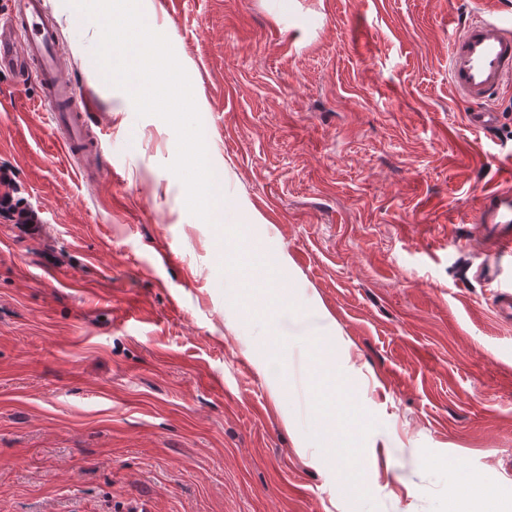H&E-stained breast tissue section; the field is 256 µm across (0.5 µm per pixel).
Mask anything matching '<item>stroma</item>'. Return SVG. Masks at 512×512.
Returning a JSON list of instances; mask_svg holds the SVG:
<instances>
[{
	"instance_id": "stroma-1",
	"label": "stroma",
	"mask_w": 512,
	"mask_h": 512,
	"mask_svg": "<svg viewBox=\"0 0 512 512\" xmlns=\"http://www.w3.org/2000/svg\"><path fill=\"white\" fill-rule=\"evenodd\" d=\"M484 2L153 0L205 100L219 227L186 208L173 129L92 73L98 24L49 0L107 167L80 178L34 84L0 74V165L43 218L0 217V512H512V325L471 221L512 179V89L482 131L448 81ZM236 250L274 277L273 322ZM312 298L338 326L318 353ZM346 359L347 460L306 393ZM241 256L237 258L235 255H224L225 265L241 280L244 288H251L260 293H267L273 288L268 282L261 278L257 271L244 265L241 260Z\"/></svg>"
}]
</instances>
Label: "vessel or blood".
I'll return each mask as SVG.
<instances>
[{"label": "vessel or blood", "instance_id": "1", "mask_svg": "<svg viewBox=\"0 0 512 512\" xmlns=\"http://www.w3.org/2000/svg\"><path fill=\"white\" fill-rule=\"evenodd\" d=\"M64 52L48 0H13L9 18L0 23V71L35 77L39 100L52 113L63 151L77 173L92 181L101 174L104 157L78 85L60 73ZM448 77L467 109L469 125L494 126L492 105L512 81V12L496 5L456 27L448 47ZM475 222L495 252L478 270L479 277L491 282L500 275L496 255L512 254V193L483 192Z\"/></svg>", "mask_w": 512, "mask_h": 512}]
</instances>
